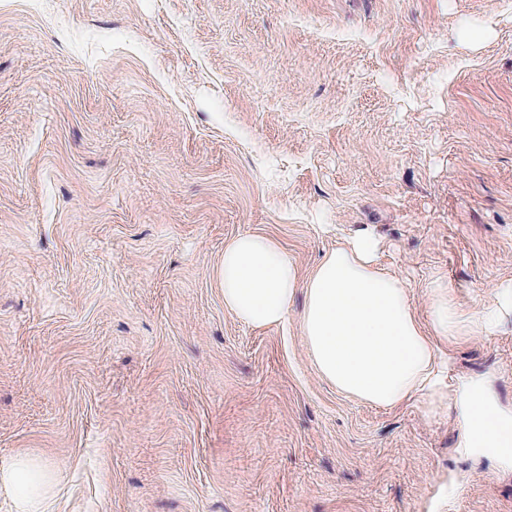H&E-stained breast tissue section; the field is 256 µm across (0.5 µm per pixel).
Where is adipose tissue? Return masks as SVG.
<instances>
[{"label": "adipose tissue", "instance_id": "obj_1", "mask_svg": "<svg viewBox=\"0 0 512 512\" xmlns=\"http://www.w3.org/2000/svg\"><path fill=\"white\" fill-rule=\"evenodd\" d=\"M379 240L367 230L345 237L308 276L272 237L236 236L224 245V308L256 327L283 322L296 293L312 363L320 377L359 402L393 408L421 401L427 413L448 408L461 456L512 469V406L491 372L451 376V346L489 336L512 316V281L492 304L466 311L444 279L428 289L421 322L402 277L378 262ZM19 512H39L44 473L18 461L9 474Z\"/></svg>", "mask_w": 512, "mask_h": 512}]
</instances>
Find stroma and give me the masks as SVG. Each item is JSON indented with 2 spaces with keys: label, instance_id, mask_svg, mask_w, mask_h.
<instances>
[{
  "label": "stroma",
  "instance_id": "stroma-1",
  "mask_svg": "<svg viewBox=\"0 0 512 512\" xmlns=\"http://www.w3.org/2000/svg\"><path fill=\"white\" fill-rule=\"evenodd\" d=\"M359 229L420 319L512 280V0H0V469L45 512H512L447 415L224 309V244ZM512 404V323L454 348ZM15 499L20 512H40L43 488L46 476L36 466L21 460L16 463L9 474Z\"/></svg>",
  "mask_w": 512,
  "mask_h": 512
}]
</instances>
